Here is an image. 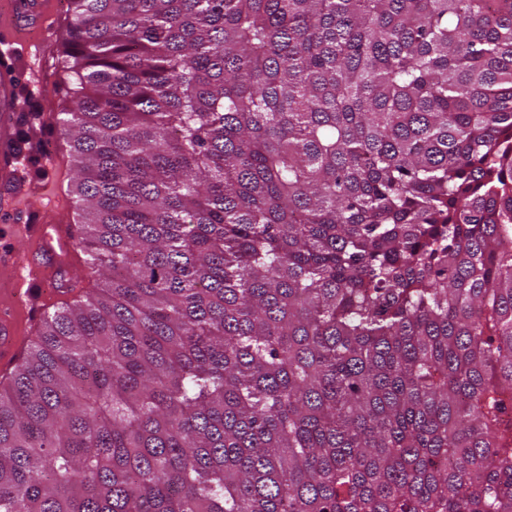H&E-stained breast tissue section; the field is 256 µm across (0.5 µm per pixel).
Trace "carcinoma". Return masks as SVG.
Instances as JSON below:
<instances>
[{"label":"carcinoma","instance_id":"cac0c4a2","mask_svg":"<svg viewBox=\"0 0 512 512\" xmlns=\"http://www.w3.org/2000/svg\"><path fill=\"white\" fill-rule=\"evenodd\" d=\"M69 2L0 512H512V0Z\"/></svg>","mask_w":512,"mask_h":512}]
</instances>
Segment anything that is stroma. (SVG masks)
I'll return each mask as SVG.
<instances>
[{
	"mask_svg": "<svg viewBox=\"0 0 512 512\" xmlns=\"http://www.w3.org/2000/svg\"><path fill=\"white\" fill-rule=\"evenodd\" d=\"M68 26V0H45L42 27L17 40L9 24L0 25V78L10 83L15 110L0 143H16L23 169L20 188L0 185V275H9L13 249L35 237L43 213L73 216L71 177L74 159L61 133L59 118L70 105V78L63 68V43ZM64 275L76 289L36 294L16 308L17 342L12 356L0 357V388L7 387L18 365L37 340L35 325L95 287L89 257L75 250Z\"/></svg>",
	"mask_w": 512,
	"mask_h": 512,
	"instance_id": "1",
	"label": "stroma"
}]
</instances>
